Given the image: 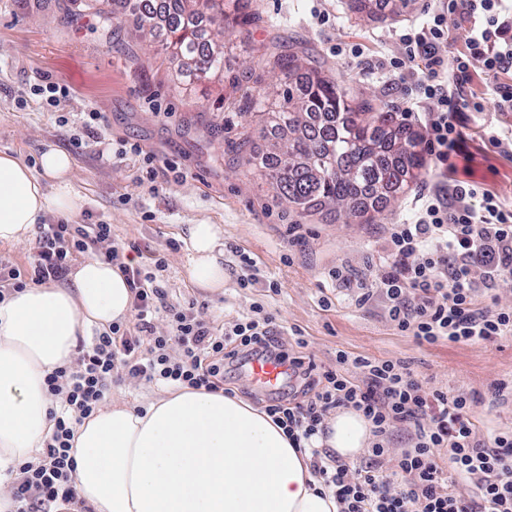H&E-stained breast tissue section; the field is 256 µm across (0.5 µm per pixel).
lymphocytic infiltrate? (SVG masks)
I'll return each instance as SVG.
<instances>
[{
	"label": "lymphocytic infiltrate",
	"mask_w": 512,
	"mask_h": 512,
	"mask_svg": "<svg viewBox=\"0 0 512 512\" xmlns=\"http://www.w3.org/2000/svg\"><path fill=\"white\" fill-rule=\"evenodd\" d=\"M469 25L465 52L446 62L442 49L452 27ZM396 69L418 68V88L434 106L423 142L438 165L459 153L470 120L483 104L468 89L484 73L498 109L512 112V0H438L426 25L402 34ZM415 219L392 225L378 274L355 302L381 297L389 321L429 344L492 343L512 335V307L497 305L495 288L512 276V205L482 184L434 185L412 199ZM108 224H45L39 249L23 269L0 266V299L28 284L64 279L77 255L103 253L118 264L133 293L138 335L110 330L97 336L75 364L50 373L46 389L63 407L38 462L20 466L12 485L15 512H66L76 504L75 461L70 455L77 424L106 401L113 381L128 376L151 384L217 392L224 368L254 356L288 363L303 400L280 398L266 407L299 451L310 454L313 474L330 489L338 512H512V430L491 442L477 439L474 399L424 387L405 364L336 353L335 367L290 356L272 314L253 307L224 333L203 311L174 312L171 330L154 335L153 317L165 300L142 267L122 262ZM362 413L374 442L364 463L352 465L322 453L315 439L337 409ZM410 433L409 445L388 455L394 430ZM390 456L389 469L379 460ZM468 493H460L457 483Z\"/></svg>",
	"instance_id": "1"
}]
</instances>
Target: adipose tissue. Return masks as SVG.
Wrapping results in <instances>:
<instances>
[{"mask_svg":"<svg viewBox=\"0 0 512 512\" xmlns=\"http://www.w3.org/2000/svg\"><path fill=\"white\" fill-rule=\"evenodd\" d=\"M32 170L0 154V243L28 239L46 214L76 215L83 196L70 155L47 146ZM189 271L211 294L224 291L221 229L188 227ZM67 285L30 284L0 300V512L7 484L36 461L52 425L44 379L68 365L79 337L124 321L132 290L118 267L89 258ZM372 433L360 413L338 410L315 444L352 460ZM79 498L94 512H337L307 454L265 411L223 392L180 387L139 407L114 396L75 430Z\"/></svg>","mask_w":512,"mask_h":512,"instance_id":"1","label":"adipose tissue"}]
</instances>
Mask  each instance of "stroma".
Instances as JSON below:
<instances>
[{"label":"stroma","instance_id":"1","mask_svg":"<svg viewBox=\"0 0 512 512\" xmlns=\"http://www.w3.org/2000/svg\"><path fill=\"white\" fill-rule=\"evenodd\" d=\"M61 0H0V152L37 168L45 145L73 158L71 178L86 205L75 224H108L112 241L163 256L150 274L177 308L207 303V319L224 329L253 307L275 316L295 355L319 367L334 365L344 350L379 360L401 361L430 387H451L476 396L479 440L512 428V394L495 396L497 382L512 381V336L491 344H427L398 332L381 299L365 306L352 299L357 282L375 278L391 225L410 216L411 193L390 203L376 223L345 222L322 210L302 215L280 203L260 180L234 167L225 152L238 130L209 134L223 119L218 106L231 96L226 85L177 80L160 43L141 36L132 18L115 21L112 40L101 34L94 11L65 13ZM349 0H252L261 20L227 30V67L251 69L269 88L280 87L265 68L261 47L270 31L304 50L305 61L335 82L377 96L390 111L413 104V70L387 73L400 46L396 30L428 21L429 0L388 5L376 16L351 13ZM50 82L66 89L55 105L33 95ZM472 92L483 99L482 128H470L452 159L455 176L496 190L512 204V157L488 140L512 128L483 78ZM103 115L87 129L86 114ZM140 155H130L131 144ZM218 225L224 242V292L207 295L192 282L183 237L188 225ZM342 278H333V271ZM251 278L240 287L241 278ZM277 290H270V283ZM304 347H296L297 338Z\"/></svg>","mask_w":512,"mask_h":512}]
</instances>
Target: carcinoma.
I'll return each instance as SVG.
<instances>
[{"mask_svg": "<svg viewBox=\"0 0 512 512\" xmlns=\"http://www.w3.org/2000/svg\"><path fill=\"white\" fill-rule=\"evenodd\" d=\"M130 0H112L102 33L112 39V21ZM241 0H169L142 7L139 30L152 36L162 21L177 78L228 82L249 108L258 111L269 150L255 154L251 135L231 143L237 166L266 180L275 196L308 212L329 205L347 219L374 223L383 204L417 183L426 167L421 137L375 99L350 92L322 72L300 63L301 51L274 36L266 44L265 65L282 75L278 98L250 85L249 71L224 68L221 39L227 21L251 25L260 17L241 15Z\"/></svg>", "mask_w": 512, "mask_h": 512, "instance_id": "obj_1", "label": "carcinoma"}]
</instances>
